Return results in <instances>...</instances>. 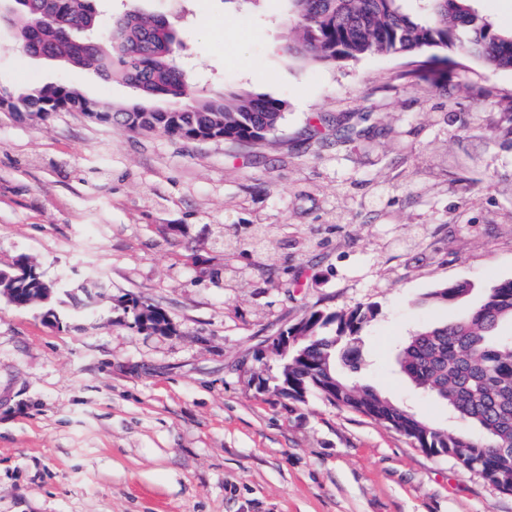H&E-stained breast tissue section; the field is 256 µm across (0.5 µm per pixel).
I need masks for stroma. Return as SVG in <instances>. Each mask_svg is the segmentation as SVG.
<instances>
[{"instance_id":"35a3bbf8","label":"stroma","mask_w":512,"mask_h":512,"mask_svg":"<svg viewBox=\"0 0 512 512\" xmlns=\"http://www.w3.org/2000/svg\"><path fill=\"white\" fill-rule=\"evenodd\" d=\"M161 14L201 99H285L271 139L185 142L77 112H0V269L26 257L49 306L0 297V512H512L320 393L277 387L271 336L319 311L374 308L356 377L425 420L446 406L399 371L398 341L512 279V70L436 51L288 57L285 0H112ZM64 82L110 105L136 90L18 52L0 88ZM164 311L136 328L128 300Z\"/></svg>"}]
</instances>
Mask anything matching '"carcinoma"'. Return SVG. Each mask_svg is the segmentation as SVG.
Masks as SVG:
<instances>
[{
	"label": "carcinoma",
	"mask_w": 512,
	"mask_h": 512,
	"mask_svg": "<svg viewBox=\"0 0 512 512\" xmlns=\"http://www.w3.org/2000/svg\"><path fill=\"white\" fill-rule=\"evenodd\" d=\"M297 37L289 56L316 65L376 55L415 56L440 48L494 69H512V31L489 21L475 0H417L415 14L405 0H287ZM18 41L30 51L46 53L74 66L92 67L108 81H121L138 92L140 102L114 107L116 123L132 132L162 131L184 141L199 136L224 141L269 138L284 117L287 102L247 92L193 104L192 79L176 48L177 32L163 17H112L103 29L90 0H21L11 13ZM0 95L23 110L48 114L59 104L84 107L93 101L66 83ZM51 294L54 285L39 272L16 284ZM466 283L432 293L437 302L467 296ZM375 311L310 314L305 326L312 339L288 356V376L307 391H319L311 374L323 358L335 368L336 356L351 337L371 321ZM335 325L334 333L323 329ZM397 362L418 388L446 404L450 413L475 432L442 430L368 386L355 385L341 373L344 388L336 403L382 421L415 438L431 455L445 452L471 464L489 484L512 492L500 476L512 471V279L487 290L479 304L465 306L456 319L406 337Z\"/></svg>",
	"instance_id": "1"
}]
</instances>
